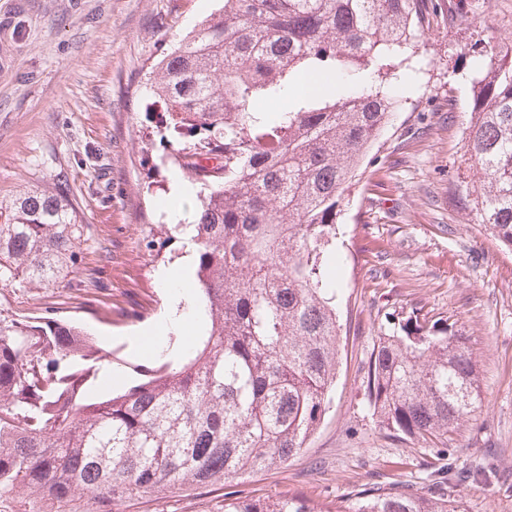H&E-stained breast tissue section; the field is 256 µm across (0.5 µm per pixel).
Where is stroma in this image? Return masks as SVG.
Here are the masks:
<instances>
[{
    "mask_svg": "<svg viewBox=\"0 0 512 512\" xmlns=\"http://www.w3.org/2000/svg\"><path fill=\"white\" fill-rule=\"evenodd\" d=\"M223 0H0V199L27 184L66 182L89 238L81 277L49 289L0 287V320L49 314L80 323L111 349L90 383L107 394L150 364L137 329L169 296L155 273L185 253L165 207L171 168L146 88L151 66ZM512 37V0H428L414 40L417 86L396 72L406 100L364 158L346 193L336 246L344 288L336 384L305 448L287 465L219 485H188L135 499L122 512H216L228 491L305 497L317 512L364 487L422 493L463 471V512H512V248L479 224L466 185L477 178L464 143L469 48ZM448 320L470 339L483 407L424 444L389 435L369 412L363 381L378 336L413 310Z\"/></svg>",
    "mask_w": 512,
    "mask_h": 512,
    "instance_id": "obj_1",
    "label": "stroma"
}]
</instances>
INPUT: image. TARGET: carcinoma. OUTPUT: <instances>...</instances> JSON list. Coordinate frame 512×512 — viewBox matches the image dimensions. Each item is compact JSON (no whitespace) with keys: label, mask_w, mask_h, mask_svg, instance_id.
Instances as JSON below:
<instances>
[{"label":"carcinoma","mask_w":512,"mask_h":512,"mask_svg":"<svg viewBox=\"0 0 512 512\" xmlns=\"http://www.w3.org/2000/svg\"><path fill=\"white\" fill-rule=\"evenodd\" d=\"M426 0H224L155 65L150 89L173 132L169 159L204 189L195 277L208 329L187 362L157 358L116 395L88 394L112 351L76 322L0 321V496L29 512H120L186 484H224L288 464L336 381L342 257L336 219L398 101ZM466 187L512 247V41L471 48ZM280 97L288 105L257 112ZM197 137L192 142L181 138ZM63 183L0 200V285L52 288L79 275L85 225ZM365 396L395 436L445 442L482 403L468 338L412 312L378 337ZM221 512H314L299 496ZM326 512H462L453 487L364 488Z\"/></svg>","instance_id":"1"}]
</instances>
